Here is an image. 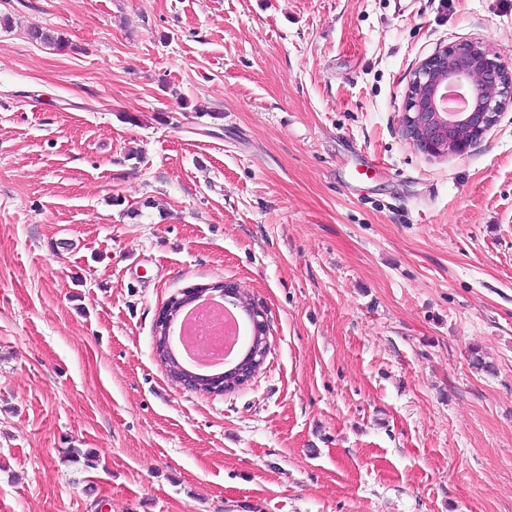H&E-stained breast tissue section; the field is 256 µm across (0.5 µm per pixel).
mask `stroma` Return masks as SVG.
Listing matches in <instances>:
<instances>
[{
  "instance_id": "stroma-1",
  "label": "stroma",
  "mask_w": 512,
  "mask_h": 512,
  "mask_svg": "<svg viewBox=\"0 0 512 512\" xmlns=\"http://www.w3.org/2000/svg\"><path fill=\"white\" fill-rule=\"evenodd\" d=\"M0 15V512H512V105L462 155L402 122L439 48L512 63V0ZM217 281L269 353L215 396L153 325ZM185 296H173L170 298L167 303L161 307L160 311L155 320V336H154V347L155 353L160 360V362L165 366L166 369H169V366L166 363L168 357L167 352L170 350L169 345V324L171 315L169 314L171 308V301H179L183 300ZM185 374H180L178 378H176L177 382L180 385L188 388L190 390L202 391L208 394L214 395H223L224 392L229 388V385L225 382V376H219L214 378H205L204 380L201 377H198L192 374L189 371H184ZM208 389L210 392L206 391Z\"/></svg>"
}]
</instances>
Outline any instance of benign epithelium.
<instances>
[{
    "label": "benign epithelium",
    "instance_id": "7a95c632",
    "mask_svg": "<svg viewBox=\"0 0 512 512\" xmlns=\"http://www.w3.org/2000/svg\"><path fill=\"white\" fill-rule=\"evenodd\" d=\"M512 104V66L489 57L480 42L461 40L424 59L407 95L403 122L407 135L428 154H464ZM171 303L161 307L155 320L154 347L161 363L170 350L168 327ZM261 348L234 369L240 385L255 375L253 364L264 361ZM177 383L195 391L222 395L229 388L225 376L201 379L187 371Z\"/></svg>",
    "mask_w": 512,
    "mask_h": 512
}]
</instances>
